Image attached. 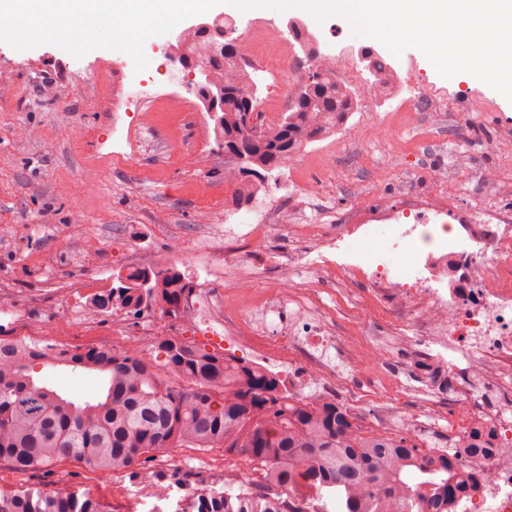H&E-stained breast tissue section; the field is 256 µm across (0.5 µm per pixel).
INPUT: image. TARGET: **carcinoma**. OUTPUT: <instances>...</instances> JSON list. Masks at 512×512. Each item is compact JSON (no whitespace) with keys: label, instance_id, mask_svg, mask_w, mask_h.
<instances>
[{"label":"carcinoma","instance_id":"1","mask_svg":"<svg viewBox=\"0 0 512 512\" xmlns=\"http://www.w3.org/2000/svg\"><path fill=\"white\" fill-rule=\"evenodd\" d=\"M186 52L205 74L192 87L204 109L231 92L215 139L232 166L224 179L248 199L268 173L344 126L358 102L327 69L308 106L291 105L279 121L247 126L242 108L256 83L242 54L224 55L211 35L190 36ZM379 92L396 80L378 53L361 55ZM191 282L174 267L134 268L86 303L96 316L159 311L175 315ZM67 366L101 375L90 398H74L46 383L38 370ZM490 428L478 425L450 452L426 457L406 437L354 428L335 399L303 402L288 395L277 374L235 356L175 337L148 352L119 353L105 346L56 351L0 337V462L27 473L71 459L105 474L132 470L171 448H222L241 456L250 471L222 491L202 490L176 512H456L459 499L481 476L460 471L461 454L482 457L493 448ZM0 512H104L89 495L1 493Z\"/></svg>","mask_w":512,"mask_h":512}]
</instances>
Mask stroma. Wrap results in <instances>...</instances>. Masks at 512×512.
<instances>
[{
	"mask_svg": "<svg viewBox=\"0 0 512 512\" xmlns=\"http://www.w3.org/2000/svg\"><path fill=\"white\" fill-rule=\"evenodd\" d=\"M236 21L233 33L255 68L258 95L267 111L284 112L290 74L310 66L300 48L287 64L276 49L254 44L258 19L287 35L286 21L298 18L319 34L330 53L369 46L385 57L399 79L389 94L367 95L347 124L298 156L297 166L276 170V178L256 201H239L224 179V152L214 139V122L201 115L188 124V107L199 101L183 71L156 80L167 63L151 56L147 75L153 90L142 94L129 81L134 66L125 52L95 49L82 58L43 44L18 51L0 43V298L20 311L0 336L46 345L41 322L67 328L70 307L111 287L118 272L169 266L182 246L203 252L177 265L193 285L224 278L226 305L247 285L257 296L277 286L268 269L238 262L258 250L271 260L297 259L289 293L306 296L310 275L304 262L310 244L294 239L290 226L337 224L354 211L407 205L426 194L443 199L449 214L481 208L512 212V102L487 84L462 74L444 78L416 48L393 55L380 41L356 37L347 19L317 22L298 11L246 12L224 5ZM124 131L112 143V128ZM321 188L322 207H305L298 182ZM270 209L273 229L258 239L225 244L224 229L253 216L257 201ZM314 299L335 320L361 355L364 321L362 288L327 276ZM412 368L390 359L374 377L376 401L408 403ZM153 480L125 471L105 477L89 466L63 460L35 473L0 464V489L23 492L66 485L98 499L106 512H174L176 501L203 487L223 488L224 471L247 469L223 449L172 448L151 457Z\"/></svg>",
	"mask_w": 512,
	"mask_h": 512,
	"instance_id": "1",
	"label": "stroma"
}]
</instances>
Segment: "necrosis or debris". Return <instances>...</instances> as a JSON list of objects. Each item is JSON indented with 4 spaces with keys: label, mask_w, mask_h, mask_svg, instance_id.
<instances>
[{
    "label": "necrosis or debris",
    "mask_w": 512,
    "mask_h": 512,
    "mask_svg": "<svg viewBox=\"0 0 512 512\" xmlns=\"http://www.w3.org/2000/svg\"><path fill=\"white\" fill-rule=\"evenodd\" d=\"M447 214L445 204L423 197L411 209L358 212L333 228L299 225L305 238L336 246L335 260L309 261L316 275L368 287L361 329L367 350L347 374L336 369L346 351L332 317L303 301L287 306L284 288L232 310L224 307L222 288L194 289L184 302L182 326L193 332L203 320L217 321L218 329L210 333L216 344L249 352L262 366L294 367L292 396L304 397L313 386L318 396L332 397L341 387L357 406L367 381L388 359L385 346L371 334L377 315H384L403 331L414 362L446 372L454 386L397 411L386 405L359 410L358 419L375 434L395 428L441 448L463 435L459 428H441L442 414L461 418L473 412L458 389L490 380L487 423L498 449L464 461L466 470L483 472L485 481L464 497L461 512H512V216L488 210L482 222L463 218L451 224Z\"/></svg>",
    "instance_id": "necrosis-or-debris-1"
}]
</instances>
